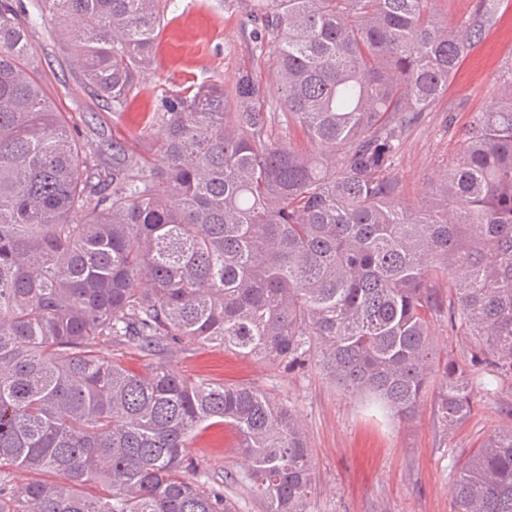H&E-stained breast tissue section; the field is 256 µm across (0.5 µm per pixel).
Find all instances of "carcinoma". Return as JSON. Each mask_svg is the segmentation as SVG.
Instances as JSON below:
<instances>
[{
  "label": "carcinoma",
  "mask_w": 512,
  "mask_h": 512,
  "mask_svg": "<svg viewBox=\"0 0 512 512\" xmlns=\"http://www.w3.org/2000/svg\"><path fill=\"white\" fill-rule=\"evenodd\" d=\"M21 0H0V512H235L194 477L191 436L226 426L265 512H308L310 448L260 389L134 371L101 353L182 342L292 366L410 417L440 377L445 423L478 378L512 382V68L423 201L390 175L406 127L448 91L475 30L431 0H253L245 69L157 108V159L112 141L94 185L31 72ZM85 84L125 108L166 0H35ZM301 129L305 150L273 127ZM450 295L443 301L437 283ZM472 338L442 361L431 324ZM50 473L10 487L15 469ZM94 483L100 492L87 494ZM450 512H512V427L458 469Z\"/></svg>",
  "instance_id": "carcinoma-1"
}]
</instances>
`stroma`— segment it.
<instances>
[{
	"mask_svg": "<svg viewBox=\"0 0 512 512\" xmlns=\"http://www.w3.org/2000/svg\"><path fill=\"white\" fill-rule=\"evenodd\" d=\"M245 0H168L151 70L139 94L113 111L82 81L74 54L60 32L43 21L28 27L36 79L75 140L102 147L81 154L86 165L112 164V142L133 154L154 157L149 134L162 96L188 86L232 83L248 68L264 87L275 76L255 56L245 35ZM512 65V0H499L496 14L473 33L447 93L404 136L393 173L401 198L414 203L428 177L445 168L461 147V133L475 113L501 94L499 78ZM106 353L142 370L163 365L189 378L246 384L286 406L311 450L313 492L308 512H449L455 474L488 435L512 425V384L478 392L468 418L446 424L438 411V385H431L414 416L399 420L374 399L352 395L331 382L317 362L290 371L244 359L219 346L184 343L159 355L127 349L116 339ZM237 436L214 427L192 436L189 455L197 479L231 498L238 512H265L261 498L240 480Z\"/></svg>",
	"mask_w": 512,
	"mask_h": 512,
	"instance_id": "obj_1",
	"label": "stroma"
}]
</instances>
